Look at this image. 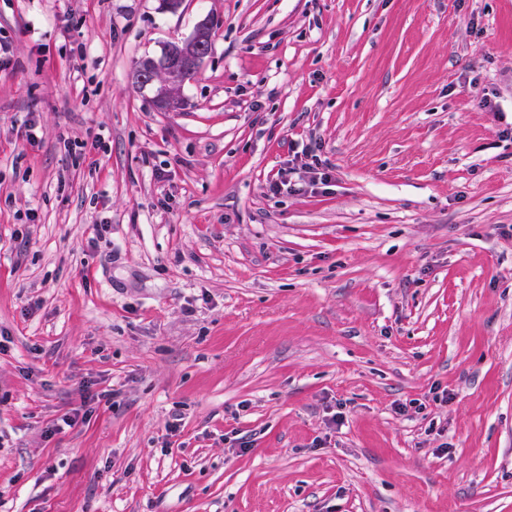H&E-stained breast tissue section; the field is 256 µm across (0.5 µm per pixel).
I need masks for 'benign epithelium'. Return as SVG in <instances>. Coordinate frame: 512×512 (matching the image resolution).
I'll use <instances>...</instances> for the list:
<instances>
[{
    "instance_id": "obj_1",
    "label": "benign epithelium",
    "mask_w": 512,
    "mask_h": 512,
    "mask_svg": "<svg viewBox=\"0 0 512 512\" xmlns=\"http://www.w3.org/2000/svg\"><path fill=\"white\" fill-rule=\"evenodd\" d=\"M210 52V24L201 20L191 36L179 41L171 47L166 56L154 61L139 73V81L146 86L155 84V72L163 69L168 74L166 84L160 87V96L157 101L168 110H174L179 102L174 88L183 83L189 75L198 73L205 58Z\"/></svg>"
}]
</instances>
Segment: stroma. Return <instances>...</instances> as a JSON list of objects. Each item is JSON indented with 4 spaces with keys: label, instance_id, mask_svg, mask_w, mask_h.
Masks as SVG:
<instances>
[{
    "label": "stroma",
    "instance_id": "1",
    "mask_svg": "<svg viewBox=\"0 0 512 512\" xmlns=\"http://www.w3.org/2000/svg\"><path fill=\"white\" fill-rule=\"evenodd\" d=\"M206 17L160 109L133 71ZM0 40V512H512V0H0Z\"/></svg>",
    "mask_w": 512,
    "mask_h": 512
}]
</instances>
